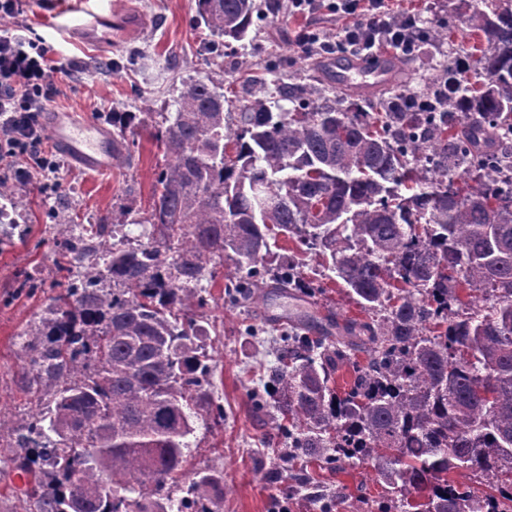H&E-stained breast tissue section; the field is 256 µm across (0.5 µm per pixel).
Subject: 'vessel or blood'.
Wrapping results in <instances>:
<instances>
[{
	"instance_id": "vessel-or-blood-1",
	"label": "vessel or blood",
	"mask_w": 512,
	"mask_h": 512,
	"mask_svg": "<svg viewBox=\"0 0 512 512\" xmlns=\"http://www.w3.org/2000/svg\"><path fill=\"white\" fill-rule=\"evenodd\" d=\"M115 28L111 4L96 0L94 6L81 8L79 17L64 29L63 36L79 44L108 49ZM386 77L384 68L355 61L341 65L336 72L341 84L357 90L384 82ZM44 125L54 145L74 166L92 176L111 175L119 151L111 130L87 114L56 108L47 110Z\"/></svg>"
}]
</instances>
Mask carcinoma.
<instances>
[{
  "label": "carcinoma",
  "mask_w": 512,
  "mask_h": 512,
  "mask_svg": "<svg viewBox=\"0 0 512 512\" xmlns=\"http://www.w3.org/2000/svg\"><path fill=\"white\" fill-rule=\"evenodd\" d=\"M196 12L213 48L245 40L255 3ZM464 24L486 47L465 76L442 70L437 112H396L392 95L373 116L297 82L283 90L292 108L257 98L230 123L224 84L182 82L154 125L165 164L147 207L64 241L61 292L23 343L45 401L14 441L33 512H71L76 497L84 512H220L219 475L175 481L199 411L224 422L193 308L226 259L227 288L252 306L268 288H312L297 257L273 251L280 234L326 259L369 318L318 336L295 325L253 408L275 409L302 455L372 467L387 495L356 512H512V0H476ZM145 125L112 113L119 154ZM129 224L152 232L132 242ZM463 285L481 302L462 301Z\"/></svg>",
  "instance_id": "cac0c4a2"
}]
</instances>
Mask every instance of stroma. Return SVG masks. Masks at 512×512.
I'll return each instance as SVG.
<instances>
[{
	"mask_svg": "<svg viewBox=\"0 0 512 512\" xmlns=\"http://www.w3.org/2000/svg\"><path fill=\"white\" fill-rule=\"evenodd\" d=\"M78 0H60L59 12L37 15L29 0L19 14L0 20V31L38 36L52 47L56 61L71 66L72 75L56 98L55 107L94 115L109 123L114 112H171L182 78L212 77L223 82L225 111L239 112L248 101L279 99L278 87L324 74L325 64L346 62V53L322 56L303 53L294 34L303 27L319 29L334 39L341 18L319 11L289 14L284 0H255L260 11L248 37L215 57L202 49L207 36L196 24L195 0H112L116 14L134 16L143 24L130 40L108 51L63 39L58 28L67 23ZM400 8L420 16L425 25L457 31L468 11L463 0H400ZM472 39L454 43L434 40L422 45L412 59L397 58L388 91L411 87L427 92L449 53L470 54ZM131 158L116 164L110 176L95 178L62 161L58 189L48 190L49 178L33 172L27 181H8L0 208L11 217L0 224V512H29L13 468V430L39 410L26 386L29 362L21 337L46 317L57 291L55 259L59 230L69 224H101L113 210L146 205L155 177L165 162L152 130L127 135ZM304 273L314 292L307 295L270 294L267 314H256L245 303H233L224 288L228 268H221L207 287L203 309L207 349L213 357L212 395L224 408V426L198 425L191 439L195 467L224 474L221 512H321V494L340 492L345 502L376 500L383 483L366 466L289 463L291 480L272 475L283 447L275 437L276 413L252 408V390L268 386L277 365L281 337L292 320L322 331L333 318L360 319L364 313L336 281L321 274L318 256L304 254ZM26 277L43 280L35 292L20 291Z\"/></svg>",
	"mask_w": 512,
	"mask_h": 512,
	"instance_id": "obj_1",
	"label": "stroma"
}]
</instances>
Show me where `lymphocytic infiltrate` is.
Segmentation results:
<instances>
[{"label": "lymphocytic infiltrate", "instance_id": "f902f5d3", "mask_svg": "<svg viewBox=\"0 0 512 512\" xmlns=\"http://www.w3.org/2000/svg\"><path fill=\"white\" fill-rule=\"evenodd\" d=\"M394 0H288L292 14L324 10L346 17L335 40L324 39L311 28L296 31L294 41L305 52L346 51L365 54L385 45L404 56H414L427 40L419 17L393 9ZM42 39L0 35V159H24V166L8 170V178L27 179L31 171L58 174L60 166L43 148L41 114L69 75L66 66L50 56Z\"/></svg>", "mask_w": 512, "mask_h": 512}]
</instances>
